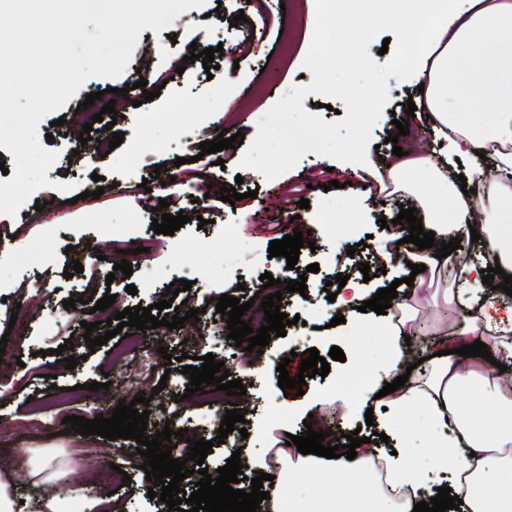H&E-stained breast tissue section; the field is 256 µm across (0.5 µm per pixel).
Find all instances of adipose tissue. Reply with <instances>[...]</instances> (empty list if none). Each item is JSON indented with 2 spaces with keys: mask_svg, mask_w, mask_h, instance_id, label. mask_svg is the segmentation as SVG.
Returning <instances> with one entry per match:
<instances>
[{
  "mask_svg": "<svg viewBox=\"0 0 512 512\" xmlns=\"http://www.w3.org/2000/svg\"><path fill=\"white\" fill-rule=\"evenodd\" d=\"M388 23L400 40L422 36V52L414 63L416 83L424 87V107L430 122L444 140L443 160L404 155L391 156L382 169L394 189L406 191L403 179L411 170L423 171L427 181L448 196L449 208L423 203L416 215L435 240H450L469 227H476L485 245L482 265L463 262L460 252L439 259L434 249L406 250L399 261L424 265L419 283L438 287L441 297L458 299L457 284L448 281V264L457 261L467 276L470 321L452 330H440L438 356L409 368L401 339L418 330L413 307L405 298L393 299L396 313L386 326L393 342L384 365V380L407 375L404 386L385 396L389 409L407 412L425 407L437 427L436 447L452 449V456H438L439 472H452L453 495L463 501L462 512H512V387L504 382L500 368L512 364V311H501L484 296L480 266L500 265L512 275V225L500 223L488 213L475 220L476 197L464 194L448 179V166L455 158L480 151L497 170L512 174V0H467L456 13H449L448 0H400L389 13ZM473 96L485 118L478 124L457 121L454 114L466 96ZM497 351L496 362L456 355V348L474 341ZM478 383L492 399L494 411L483 425H475L462 412L469 383ZM355 459L318 460L316 455H293L278 449L281 457L295 456L297 468L318 470L324 475L323 498L336 503L348 495L344 474H368L385 482L399 495L394 512H413L417 502L436 496V486L421 467L408 462L405 449L397 453L375 444H361Z\"/></svg>",
  "mask_w": 512,
  "mask_h": 512,
  "instance_id": "ef3b65f1",
  "label": "adipose tissue"
}]
</instances>
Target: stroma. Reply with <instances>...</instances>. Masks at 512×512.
<instances>
[{
	"instance_id": "35a3bbf8",
	"label": "stroma",
	"mask_w": 512,
	"mask_h": 512,
	"mask_svg": "<svg viewBox=\"0 0 512 512\" xmlns=\"http://www.w3.org/2000/svg\"><path fill=\"white\" fill-rule=\"evenodd\" d=\"M242 22H235V15ZM315 22L314 0H206L204 7L178 15L172 24L147 38H139L125 72L118 78H89L59 114L65 122L50 126L41 122L39 135H52V150L59 157L47 173L50 187L35 192L16 216L0 215V336H7L0 356V444L16 449L22 461L18 474L28 475L43 454L60 455L65 467L56 483L73 479L85 486V493L60 494L63 512H100L95 487L104 481L101 470L76 473L71 448L84 440L96 451L111 450L114 443L97 435L85 438L64 433L62 421L76 415L88 419L102 413L110 395H123L120 385L87 392L84 401L68 403L58 397L62 387L103 382L112 371L111 349L123 343L124 334L89 350L76 310L63 307V300L92 294L111 293L114 307L124 310L159 302L166 286L186 279L190 291L179 292L189 307L214 313L221 294L249 301L258 293L261 274L297 280L306 275L305 293L283 292V313L300 316L299 324L288 326L283 337L272 338L251 363L233 361L234 340L226 326L201 325L194 319L184 323V343L177 350L191 356L214 355L224 363L233 379L246 385L238 397L237 410L248 422L247 437L235 436L208 454L209 470L224 466L233 452L254 460L262 459L270 448L285 447L288 435L302 436L308 416L333 425L335 432H353L365 427L364 414H347L346 396L336 388L337 379L348 371H359L365 381L374 382L382 374L391 339L381 328L382 316L374 311L337 309L326 298L324 288L336 274H346L347 287L357 289L362 300L377 290L396 285L398 294H411L419 321L431 326L437 309L427 299L415 296L403 279L411 270L380 245V218L395 219L400 210L415 207L416 199L406 194L378 191L376 173L364 165L341 162L331 157L307 153L284 175L269 180L261 173L244 169L240 161L245 144L251 143L261 117L291 88L311 83L302 62L308 52ZM222 46L216 56L213 75H206L202 61H189L191 49ZM147 79L146 89L136 86ZM120 89L116 98L117 121L99 140L80 143L82 129L73 114L87 94L107 88ZM155 98L143 102L144 91ZM389 100L372 130L369 157L391 155L390 137L398 133L395 121L410 122L423 153L433 146L430 125L407 118V100L417 95L413 79L388 80ZM241 133L243 143L220 153L200 155V142L215 140L222 131ZM124 135L123 143L110 148L113 132ZM183 165H176V158ZM224 166H217V159ZM174 177L166 187L161 176ZM61 183L76 184L78 191H100V198L74 200L72 192L58 191ZM236 188L242 199L230 204L217 200L220 187ZM76 190V191H77ZM256 198H249V191ZM308 199L301 208L300 199ZM167 211H158L160 200ZM42 210H35V201ZM182 213L189 221L174 235L157 234L151 228L162 214ZM206 219L199 228L198 219ZM305 232L309 244L301 248L295 267L282 257H270L271 241L289 232ZM111 241L113 248L125 250L133 268L131 276L112 274L108 261L86 251L88 244ZM229 251L235 261L219 267L214 258ZM79 259L83 273L65 277L64 268ZM319 270L307 273L310 264ZM376 269L377 277L364 280L361 264ZM136 294H128L127 285ZM342 324H333L335 316ZM23 323V332L8 329L11 318ZM72 340L74 356L81 362L65 369L52 351ZM340 347L344 361H331L327 376L307 379L303 392L283 390L278 385L276 367L288 359L290 376H297L309 349L321 357L331 347ZM175 360L159 359L153 373L139 388L150 394V423L186 429L187 441L178 442L174 456L186 458L188 440L213 439L223 415L215 406L184 397L189 378L179 373ZM355 400L365 401L379 423H397L398 438L408 450L410 462L431 468L436 450L431 442L434 423L426 410L417 406L398 417L385 410L377 399L358 391ZM119 464L132 482L118 488L116 496L124 512H163L161 502L148 496L149 483L140 465L136 441L125 439Z\"/></svg>"
}]
</instances>
